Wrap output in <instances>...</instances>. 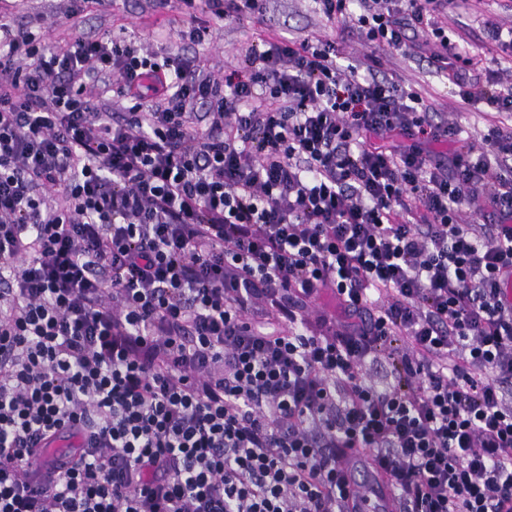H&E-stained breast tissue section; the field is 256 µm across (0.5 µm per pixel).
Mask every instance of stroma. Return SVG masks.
I'll return each instance as SVG.
<instances>
[{
    "mask_svg": "<svg viewBox=\"0 0 512 512\" xmlns=\"http://www.w3.org/2000/svg\"><path fill=\"white\" fill-rule=\"evenodd\" d=\"M73 6V0H16L12 12L45 42L62 46L76 33L89 37L107 35L118 42H141L162 57L177 51L197 56L205 69L219 79L258 35L329 36L337 28L336 22L316 10L313 0H268L267 12L260 22L248 17L236 19L233 0H223L225 16L221 19L208 11L185 12L177 0H171L163 9L157 0H106L105 5L77 15L72 12ZM481 6L492 8V0H485ZM481 6L475 0H455L448 9V36L454 41H467L470 53L488 62L496 58L495 49L469 26L473 12ZM197 24L209 26L211 32L209 41L199 47L180 38L182 31ZM381 71L403 87L420 93L431 111L459 122L470 136H480L497 117L493 111L462 109L455 87L423 59L387 54Z\"/></svg>",
    "mask_w": 512,
    "mask_h": 512,
    "instance_id": "obj_1",
    "label": "stroma"
}]
</instances>
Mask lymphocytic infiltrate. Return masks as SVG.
Masks as SVG:
<instances>
[{
    "mask_svg": "<svg viewBox=\"0 0 512 512\" xmlns=\"http://www.w3.org/2000/svg\"><path fill=\"white\" fill-rule=\"evenodd\" d=\"M317 3L512 113L448 0ZM344 43L264 38L219 80L0 17V512H351L355 450L398 512H512V123L463 136Z\"/></svg>",
    "mask_w": 512,
    "mask_h": 512,
    "instance_id": "obj_1",
    "label": "lymphocytic infiltrate"
}]
</instances>
